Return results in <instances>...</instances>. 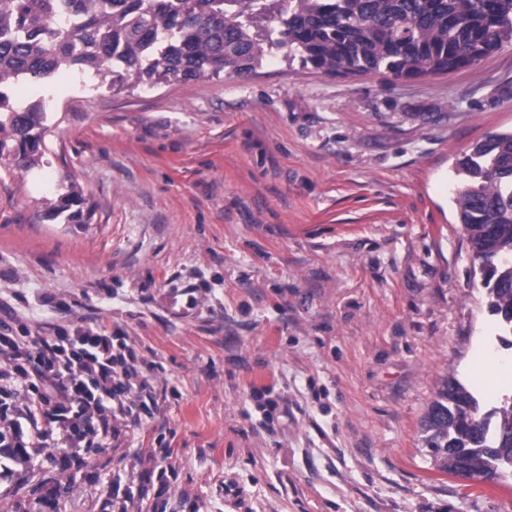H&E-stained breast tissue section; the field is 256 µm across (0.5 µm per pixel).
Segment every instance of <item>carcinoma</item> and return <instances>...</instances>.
<instances>
[{
  "mask_svg": "<svg viewBox=\"0 0 512 512\" xmlns=\"http://www.w3.org/2000/svg\"><path fill=\"white\" fill-rule=\"evenodd\" d=\"M0 0V158L35 161L48 131L44 101L9 95L20 79L63 69L142 83L249 73L278 49L327 74L396 79L470 68L512 44V0ZM455 192L475 260L486 259L488 309L512 335V131L459 160ZM72 190L52 217L82 216ZM424 444L445 473L512 478V395L489 401L451 377L424 418Z\"/></svg>",
  "mask_w": 512,
  "mask_h": 512,
  "instance_id": "carcinoma-1",
  "label": "carcinoma"
}]
</instances>
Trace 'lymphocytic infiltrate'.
<instances>
[{"label": "lymphocytic infiltrate", "mask_w": 512, "mask_h": 512, "mask_svg": "<svg viewBox=\"0 0 512 512\" xmlns=\"http://www.w3.org/2000/svg\"><path fill=\"white\" fill-rule=\"evenodd\" d=\"M136 360L128 337L99 324L0 332V447L25 459L45 448L109 447L119 426H141L136 401L154 392Z\"/></svg>", "instance_id": "lymphocytic-infiltrate-1"}]
</instances>
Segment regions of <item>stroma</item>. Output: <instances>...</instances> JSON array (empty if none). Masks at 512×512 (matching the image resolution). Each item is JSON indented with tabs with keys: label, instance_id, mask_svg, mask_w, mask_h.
Returning <instances> with one entry per match:
<instances>
[{
	"label": "stroma",
	"instance_id": "obj_1",
	"mask_svg": "<svg viewBox=\"0 0 512 512\" xmlns=\"http://www.w3.org/2000/svg\"><path fill=\"white\" fill-rule=\"evenodd\" d=\"M11 96L49 130L38 164L0 160V326L122 330L157 407L79 459L1 452L0 512H512V480L461 483L421 430L447 378L512 386L454 203L457 160L512 129V46L408 80L277 50L242 76L63 70ZM72 186L81 221L48 218ZM117 482L149 491L127 506Z\"/></svg>",
	"mask_w": 512,
	"mask_h": 512
}]
</instances>
